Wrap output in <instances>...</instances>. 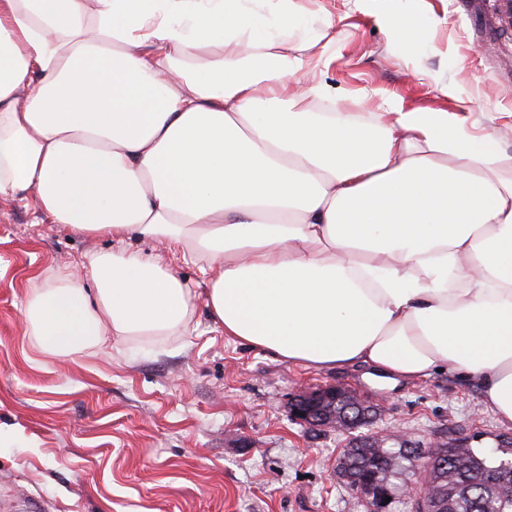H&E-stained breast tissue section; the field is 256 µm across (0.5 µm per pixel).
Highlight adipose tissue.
<instances>
[{"instance_id": "1", "label": "adipose tissue", "mask_w": 512, "mask_h": 512, "mask_svg": "<svg viewBox=\"0 0 512 512\" xmlns=\"http://www.w3.org/2000/svg\"><path fill=\"white\" fill-rule=\"evenodd\" d=\"M298 0H0V200L111 238L94 292L60 274L24 321L69 357L195 313L309 369L399 387L445 370L512 425V176L459 113L383 100L319 112ZM153 245L146 254L130 240Z\"/></svg>"}]
</instances>
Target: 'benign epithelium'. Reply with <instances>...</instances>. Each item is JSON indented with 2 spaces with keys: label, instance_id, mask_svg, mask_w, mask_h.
<instances>
[{
  "label": "benign epithelium",
  "instance_id": "obj_1",
  "mask_svg": "<svg viewBox=\"0 0 512 512\" xmlns=\"http://www.w3.org/2000/svg\"><path fill=\"white\" fill-rule=\"evenodd\" d=\"M289 411L307 430L336 429L350 435L357 446L383 448L388 442L395 441L403 449L408 447L401 431L360 433V429L371 425L381 408L371 399L340 385H317L293 395ZM383 475L382 471H370L356 481V490L368 512H388L389 504L385 503V498L393 496V492Z\"/></svg>",
  "mask_w": 512,
  "mask_h": 512
}]
</instances>
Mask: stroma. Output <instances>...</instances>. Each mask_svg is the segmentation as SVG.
Segmentation results:
<instances>
[{
  "instance_id": "1",
  "label": "stroma",
  "mask_w": 512,
  "mask_h": 512,
  "mask_svg": "<svg viewBox=\"0 0 512 512\" xmlns=\"http://www.w3.org/2000/svg\"><path fill=\"white\" fill-rule=\"evenodd\" d=\"M300 44L336 23L323 80L335 107L372 120L386 97L458 112L512 156V26L498 0H301ZM386 10L415 19L416 42L378 28ZM455 95L444 98L441 85ZM107 238L36 219L29 200L0 201V512H365L337 472L346 436L306 434L290 397L342 384L385 407L375 430L423 444L455 443L500 458L502 425L476 385L437 372L388 390L361 370H310L225 337L197 306L177 336L107 337L63 362L43 353L24 322L34 288L62 265L81 270Z\"/></svg>"
}]
</instances>
